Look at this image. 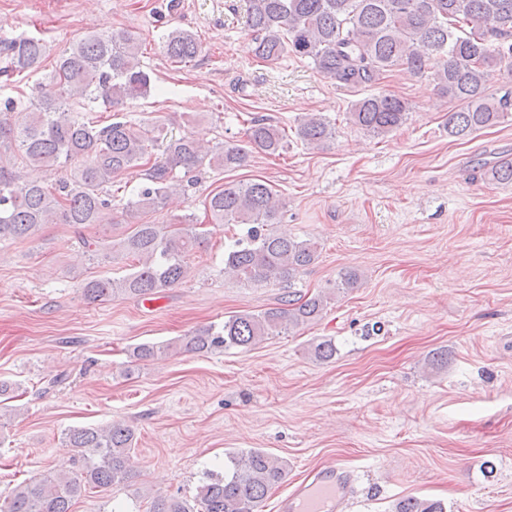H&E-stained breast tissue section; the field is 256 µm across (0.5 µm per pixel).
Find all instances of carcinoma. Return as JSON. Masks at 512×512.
<instances>
[{
	"mask_svg": "<svg viewBox=\"0 0 512 512\" xmlns=\"http://www.w3.org/2000/svg\"><path fill=\"white\" fill-rule=\"evenodd\" d=\"M246 26L254 55L274 63L288 53L312 60L324 77L346 88L373 92L352 102L349 124L374 136L402 126L409 103L379 90L396 68L414 75L433 71L439 94L457 103L448 112V135L464 138L512 119V93L487 94L494 73L512 77V0H248ZM143 41L129 31L89 32L60 56L24 111L10 100L0 113V241L37 239L45 224H70L92 255L116 250L135 260L120 278H85L81 297L88 303L116 298L153 297L184 280L188 259L207 241V225L189 214L177 224H136L117 242L88 239L84 230L118 214L125 223L163 209L168 198L197 184V173L243 167L252 151L278 155L288 147L285 131L264 118L246 130V145L203 147L192 134L160 142V136L113 118L98 120L94 105L118 107L151 93L150 75L140 64ZM166 57L187 64L201 53L194 34L173 30L163 41ZM46 46L41 38L0 41L6 74L40 68ZM335 127L318 114L307 115L296 134L318 148L335 138ZM59 174L48 185L26 182L16 160ZM140 174L129 197L112 194L115 179ZM483 178L512 181V161L482 169ZM286 203L264 180L230 184L205 200L211 224H242L243 234L224 244V273L249 286L276 282L290 286L319 257L317 242L280 236ZM332 293L302 297L286 291L258 314L241 313L184 337L182 343H143L130 352L144 362L170 349L209 353L246 349L266 336L280 335L322 316ZM314 357L329 361L336 346L322 340ZM63 442L79 455L76 468L48 473L18 484L0 503V512H71L88 489L109 488L131 475L132 429L122 423L71 428ZM287 474L285 461L252 448L227 455L224 476L198 486L196 506L179 498L155 500L153 512H258L269 491ZM393 512H446L437 500L406 497Z\"/></svg>",
	"mask_w": 512,
	"mask_h": 512,
	"instance_id": "1",
	"label": "carcinoma"
}]
</instances>
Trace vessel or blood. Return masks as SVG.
I'll use <instances>...</instances> for the list:
<instances>
[{
    "instance_id": "b4317fda",
    "label": "vessel or blood",
    "mask_w": 512,
    "mask_h": 512,
    "mask_svg": "<svg viewBox=\"0 0 512 512\" xmlns=\"http://www.w3.org/2000/svg\"><path fill=\"white\" fill-rule=\"evenodd\" d=\"M349 493L336 464L320 468L313 483L300 484L281 503L282 512H339Z\"/></svg>"
}]
</instances>
